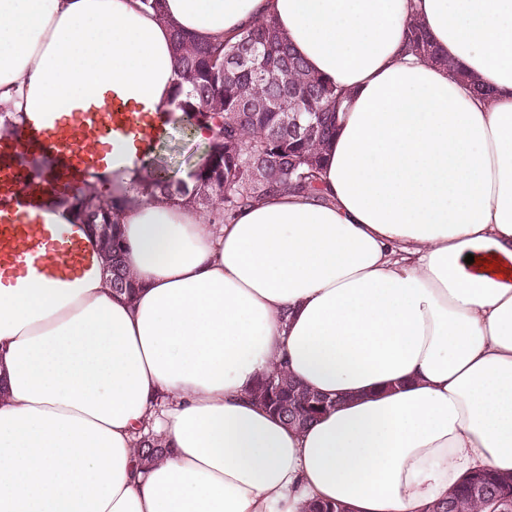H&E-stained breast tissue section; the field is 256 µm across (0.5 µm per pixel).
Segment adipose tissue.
<instances>
[{"mask_svg":"<svg viewBox=\"0 0 512 512\" xmlns=\"http://www.w3.org/2000/svg\"><path fill=\"white\" fill-rule=\"evenodd\" d=\"M269 16L352 94L319 193L227 221L135 193L145 159L114 139L129 298L69 204L30 213L88 263L0 282V512H427L512 475V0H0V103L163 117L174 29ZM413 22L491 97L404 54ZM280 367L337 405L288 428L250 396ZM149 427L169 452L144 467Z\"/></svg>","mask_w":512,"mask_h":512,"instance_id":"1","label":"adipose tissue"}]
</instances>
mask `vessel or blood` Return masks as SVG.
<instances>
[{"instance_id":"1","label":"vessel or blood","mask_w":512,"mask_h":512,"mask_svg":"<svg viewBox=\"0 0 512 512\" xmlns=\"http://www.w3.org/2000/svg\"><path fill=\"white\" fill-rule=\"evenodd\" d=\"M153 124L147 113L125 111L120 103L102 112L88 101L54 122L30 124L18 133L0 136L1 280H13L30 268L55 281L81 272L86 254L78 238L60 235L48 224H28L25 217L40 207L46 195H75L90 171L111 166L112 136H125L135 151H142L145 142L138 131ZM36 155L48 157L49 164L34 174L26 160ZM45 247L56 249L60 260L42 263L40 252Z\"/></svg>"}]
</instances>
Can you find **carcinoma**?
<instances>
[{"instance_id": "obj_1", "label": "carcinoma", "mask_w": 512, "mask_h": 512, "mask_svg": "<svg viewBox=\"0 0 512 512\" xmlns=\"http://www.w3.org/2000/svg\"><path fill=\"white\" fill-rule=\"evenodd\" d=\"M177 79L173 101L182 115L210 122V142L199 174L173 187L170 180L149 177L151 191L179 195L203 209L220 203L224 219L275 194H315L319 191L320 154L336 132L346 91L309 71L294 55L275 23L241 28L232 39L196 44L180 30L174 32ZM404 52L422 62L453 71L448 58L413 24ZM289 112H301L302 127L293 130L285 121ZM83 224H115L125 200L101 197L87 183L80 195L65 199ZM108 268L112 289H131L122 261V241L112 234ZM251 397L284 424L305 427L337 403L299 385L279 371L260 376ZM146 461L164 452L163 440L150 430L138 440ZM435 512H512V477L476 471L448 494Z\"/></svg>"}]
</instances>
